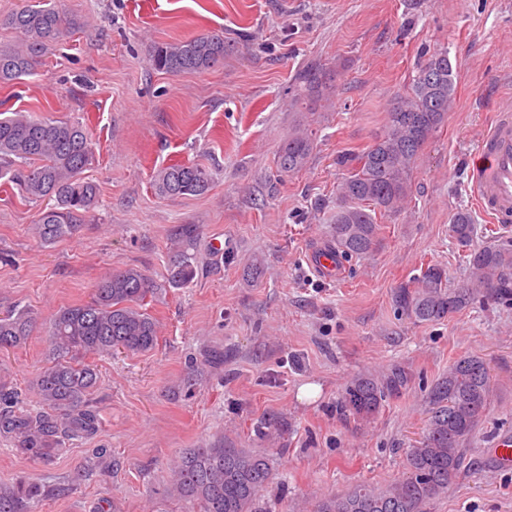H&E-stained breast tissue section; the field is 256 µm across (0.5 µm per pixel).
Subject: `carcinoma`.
Here are the masks:
<instances>
[{"instance_id":"cac0c4a2","label":"carcinoma","mask_w":512,"mask_h":512,"mask_svg":"<svg viewBox=\"0 0 512 512\" xmlns=\"http://www.w3.org/2000/svg\"><path fill=\"white\" fill-rule=\"evenodd\" d=\"M5 24L20 34L21 43L9 51L0 50V85L31 74L47 42L62 35L70 20L48 6L21 9ZM231 49L224 31L214 30L155 45L149 63L165 73H202L224 62ZM296 81L295 102H309L327 87L329 74L311 64ZM454 94L448 53L436 50L418 67L409 89L394 96L383 134L362 153L337 158L339 166L351 171L337 186L339 204L331 218V249L336 256L359 259L377 248L373 213L402 209L410 194L413 168L430 136L447 120ZM315 148L312 133L296 126L280 145V170L300 171ZM92 159V135L79 123L21 111L0 117V178H7L29 200L54 201L37 228L45 244L75 234L96 207L97 186L81 177ZM154 185L162 197L184 198L208 192L211 178L199 165L172 164L157 171ZM448 232L467 248L470 280L453 286L446 270L433 264L415 281L400 286L392 298L394 308L417 323L445 320L479 301L512 303V244H474L475 220L464 208L453 214ZM195 260L187 248L179 250L171 260L169 283H190L196 274ZM153 290L141 270H114L99 281L91 302L61 308L51 316L55 358L37 382L41 408H19L10 394L0 392V435L13 440L18 454L48 461L65 454L73 442L96 434L100 418L88 396L97 385V372L70 355L110 354L120 348L128 353L152 350L157 326L142 310V302ZM30 326L31 316L25 310L1 316L0 349L24 343ZM409 383L408 373L396 365L377 377L358 376L344 388L340 410L358 420L368 419L407 390ZM492 396L483 359H458L428 393L426 433L409 450L403 477L382 491L360 485L346 494L330 495L321 500L316 512H425L426 503L448 492L453 478L466 467V445L489 413ZM272 481L267 457L224 445L191 448L173 470L175 491L198 502L200 512H260V493ZM38 495L39 487L26 481L0 487V512H32Z\"/></svg>"}]
</instances>
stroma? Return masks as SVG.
Segmentation results:
<instances>
[{
  "label": "stroma",
  "instance_id": "stroma-1",
  "mask_svg": "<svg viewBox=\"0 0 512 512\" xmlns=\"http://www.w3.org/2000/svg\"><path fill=\"white\" fill-rule=\"evenodd\" d=\"M50 2L71 28L32 75L0 86V101L91 130L95 159L83 176L99 205L72 237L45 246L35 227L47 203L0 179V315L33 318L25 343L0 350V390L38 405L49 318L89 302L109 271L135 267L155 283L144 310L158 336L146 353L87 356L99 373L91 439L38 462L0 436V486L36 482L34 512H197L173 495V467L188 449L228 442L268 458L275 476L263 512H313L328 495L400 479L429 389L475 355L490 366L494 394L469 445L473 466L425 512H512V470L489 453L512 436V304L417 323L392 303L431 264L451 284L467 281V253L448 233L457 209L472 210L477 243L512 240V219L496 224L477 210L469 169L496 115L512 111V0ZM218 29L234 45L223 64L176 75L150 66L156 44ZM434 50L456 72L454 108L425 144L404 208L377 215L378 248L325 281L309 254L331 240L346 175L337 158L374 142L394 95ZM313 62L331 86L295 105V79ZM299 123L317 148L284 174L279 146ZM177 162L205 167L210 190L156 194L154 175ZM179 224L196 227L197 272L174 288ZM215 238L223 257L210 251ZM395 364L411 376L405 392L369 421L342 414L348 382Z\"/></svg>",
  "mask_w": 512,
  "mask_h": 512
}]
</instances>
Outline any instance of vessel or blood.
I'll return each instance as SVG.
<instances>
[{"label":"vessel or blood","instance_id":"1","mask_svg":"<svg viewBox=\"0 0 512 512\" xmlns=\"http://www.w3.org/2000/svg\"><path fill=\"white\" fill-rule=\"evenodd\" d=\"M472 192L495 222L512 216V114L502 113L470 158Z\"/></svg>","mask_w":512,"mask_h":512}]
</instances>
